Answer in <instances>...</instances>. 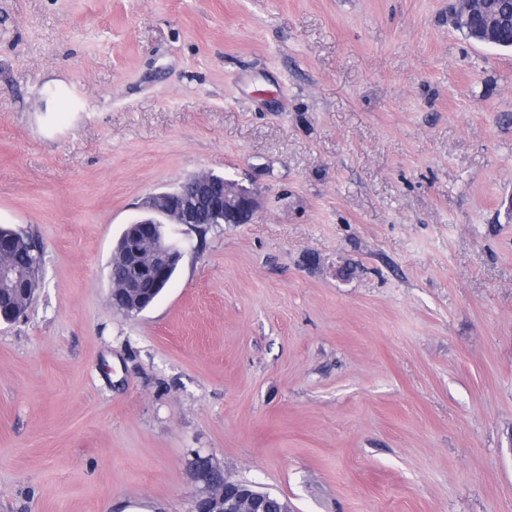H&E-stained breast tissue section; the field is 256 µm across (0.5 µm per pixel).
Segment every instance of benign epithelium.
<instances>
[{"label":"benign epithelium","mask_w":512,"mask_h":512,"mask_svg":"<svg viewBox=\"0 0 512 512\" xmlns=\"http://www.w3.org/2000/svg\"><path fill=\"white\" fill-rule=\"evenodd\" d=\"M502 23L496 16L484 17L475 31L481 40H494ZM211 173L197 174L173 192L158 193L146 204L148 216L128 224L121 236L122 265L111 271L114 288L120 290L113 306L128 315H137L155 300L156 282L168 284L179 265L183 252L165 242L159 233L160 219L171 224H210L224 219V205L244 223H249L259 203L255 194L238 183L228 180L222 196L215 194L216 184ZM17 237L0 238V281L12 284L29 283V271L14 268L8 254L12 253ZM199 477L207 495L196 501L194 512H269L273 495L222 478L209 463L199 465Z\"/></svg>","instance_id":"7a95c632"}]
</instances>
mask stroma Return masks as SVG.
I'll return each mask as SVG.
<instances>
[{"label": "stroma", "instance_id": "stroma-1", "mask_svg": "<svg viewBox=\"0 0 512 512\" xmlns=\"http://www.w3.org/2000/svg\"><path fill=\"white\" fill-rule=\"evenodd\" d=\"M450 4L0 0V225L42 253L0 512H191L201 457L293 512H512V51ZM201 172L252 222L166 225L173 279L113 308L125 226ZM449 16L453 17L451 25L468 39H474L476 35L481 40H494L497 38L498 30L502 23L500 17L484 16L481 26L476 29L474 35V29L477 24L475 19L463 20L461 16L456 15L454 5L449 12ZM66 87L62 80L51 79L44 83L41 97L44 101V109L48 112H74L75 103L69 95L63 94L60 89Z\"/></svg>", "mask_w": 512, "mask_h": 512}]
</instances>
